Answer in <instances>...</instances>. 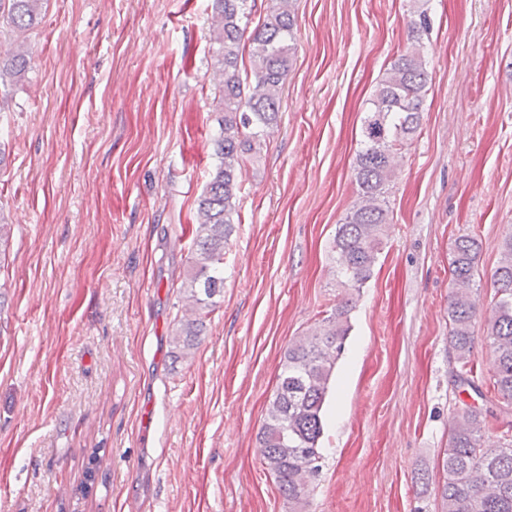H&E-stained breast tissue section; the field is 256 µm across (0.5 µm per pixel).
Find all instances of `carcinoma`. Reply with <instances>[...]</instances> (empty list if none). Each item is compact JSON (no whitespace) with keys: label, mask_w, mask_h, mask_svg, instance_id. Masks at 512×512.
I'll return each mask as SVG.
<instances>
[{"label":"carcinoma","mask_w":512,"mask_h":512,"mask_svg":"<svg viewBox=\"0 0 512 512\" xmlns=\"http://www.w3.org/2000/svg\"><path fill=\"white\" fill-rule=\"evenodd\" d=\"M46 2L0 0V15L11 25L5 58H0V85L25 73L30 60L27 34L42 22ZM256 10V0L212 3L210 41L219 76L211 102L218 114V130L211 139L216 163L198 201V233L183 284L189 305L171 336L177 358L193 354L215 298L224 294V250L234 232L233 215L242 190L239 174L260 155L268 130L277 124L296 51L295 0H271L249 34ZM409 27L411 46L390 63L365 112L363 148L354 166L357 199L336 225L331 242L341 283L356 291L371 278L383 249L389 220L386 194L397 159L420 126L429 91L428 62L422 52L423 36L430 30L427 10L416 7ZM479 250V242L469 235L457 237L452 248L449 342L465 366L475 347L472 286ZM493 279L496 301L488 336L493 389L512 404V233L502 241ZM351 310L349 300L337 305L286 348L257 436L263 464L287 501L288 512H302L308 504L307 475L322 458L324 406L351 329ZM482 429L481 412L475 409L455 416L441 458L440 512H512V441L486 448Z\"/></svg>","instance_id":"1"}]
</instances>
